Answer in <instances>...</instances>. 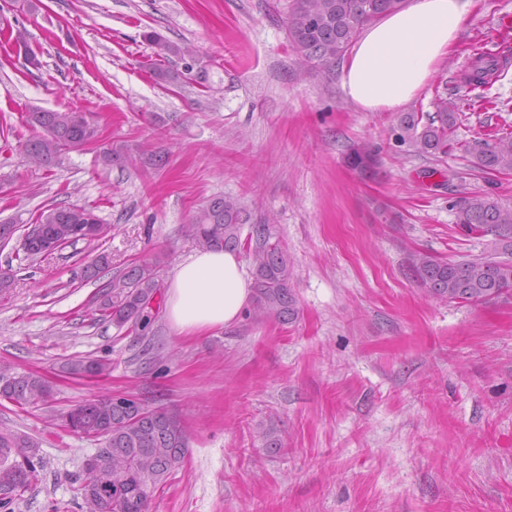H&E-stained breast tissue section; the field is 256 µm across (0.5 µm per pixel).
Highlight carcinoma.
Wrapping results in <instances>:
<instances>
[{
    "label": "carcinoma",
    "mask_w": 512,
    "mask_h": 512,
    "mask_svg": "<svg viewBox=\"0 0 512 512\" xmlns=\"http://www.w3.org/2000/svg\"><path fill=\"white\" fill-rule=\"evenodd\" d=\"M403 0H290L287 16L289 46L301 63L329 69L341 59L362 27L387 12L402 7ZM147 38L158 56L183 59L190 49L156 32ZM509 50L478 52L464 82L482 85L507 63ZM434 112H403L391 129L404 154L433 157L448 154L450 135L458 113L448 111V99L435 94ZM77 111L41 110L30 115L40 133L21 143L24 154L46 169L60 155L80 151L97 139L95 123ZM478 167L489 172L512 171V132L492 142L479 140L472 147ZM127 152L123 146L102 151L105 165H120ZM348 167L362 176L373 175L379 166L378 150L369 143H356L346 154ZM456 224L470 236H493L492 251L463 261H447L426 252L409 258L411 271L436 299L473 303L491 301L512 292V208L502 207L485 193H474L456 204ZM86 208L58 206L41 212L37 222L46 231L65 234V229L83 218ZM188 232L203 249L245 250L253 267L255 316L273 317L287 324L298 315L290 281L293 275L288 255L277 240L275 226L255 224L250 212L231 197H217L188 224ZM161 285L154 265L134 266L112 278L98 306L99 318L133 333L148 330L157 318L151 301ZM73 375L98 378L111 370L109 359L85 358L68 363ZM52 392L44 377L31 372L0 371V398L18 405L44 403ZM72 432L103 444L98 450V470L86 482L99 488L93 501H84L85 512H149L154 491L183 466L188 438L179 418L167 410L151 408L132 394H110L76 405L66 414ZM15 448H27L24 459ZM42 467L39 443L25 433L0 430V509L13 503L38 478Z\"/></svg>",
    "instance_id": "1"
}]
</instances>
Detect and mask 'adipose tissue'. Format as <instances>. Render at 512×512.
I'll return each instance as SVG.
<instances>
[{
    "label": "adipose tissue",
    "instance_id": "ef3b65f1",
    "mask_svg": "<svg viewBox=\"0 0 512 512\" xmlns=\"http://www.w3.org/2000/svg\"><path fill=\"white\" fill-rule=\"evenodd\" d=\"M473 0H406L366 25L341 65L348 99L365 112H394L414 100L454 49ZM253 297L238 254L204 249L173 269L167 318L179 336H203L236 324Z\"/></svg>",
    "mask_w": 512,
    "mask_h": 512
}]
</instances>
